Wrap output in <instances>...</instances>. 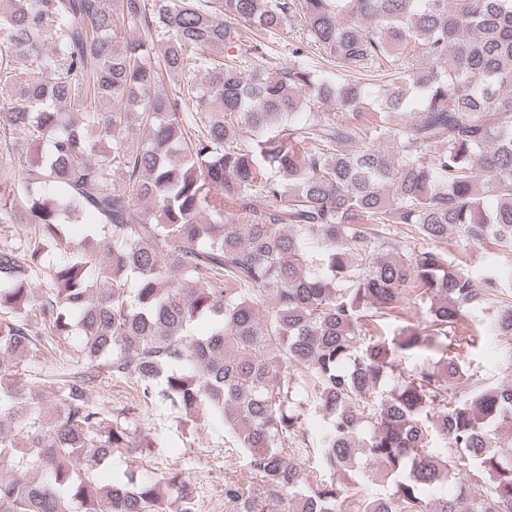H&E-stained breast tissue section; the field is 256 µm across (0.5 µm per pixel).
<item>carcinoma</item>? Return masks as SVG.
<instances>
[{"mask_svg":"<svg viewBox=\"0 0 512 512\" xmlns=\"http://www.w3.org/2000/svg\"><path fill=\"white\" fill-rule=\"evenodd\" d=\"M2 49L0 135L34 153L0 177L1 356L73 334L144 408L224 422L229 512H512V383L464 370L490 339L512 370V274L469 264L512 255V0H0ZM92 381L0 365V512H197L179 472L82 477L146 447Z\"/></svg>","mask_w":512,"mask_h":512,"instance_id":"obj_1","label":"carcinoma"}]
</instances>
